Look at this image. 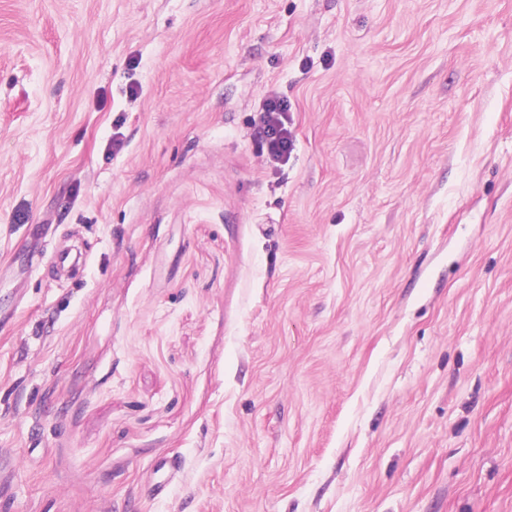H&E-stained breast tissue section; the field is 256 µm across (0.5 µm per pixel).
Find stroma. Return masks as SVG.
I'll use <instances>...</instances> for the list:
<instances>
[{
    "instance_id": "obj_1",
    "label": "stroma",
    "mask_w": 512,
    "mask_h": 512,
    "mask_svg": "<svg viewBox=\"0 0 512 512\" xmlns=\"http://www.w3.org/2000/svg\"><path fill=\"white\" fill-rule=\"evenodd\" d=\"M0 512H512V0H0ZM288 105L280 99H270L261 117L262 134L270 155L277 160H288L292 140L288 131Z\"/></svg>"
}]
</instances>
